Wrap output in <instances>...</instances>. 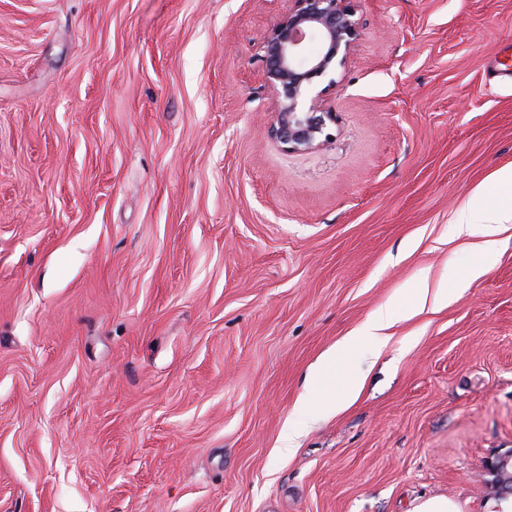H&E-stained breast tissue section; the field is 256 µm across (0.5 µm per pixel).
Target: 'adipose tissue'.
I'll list each match as a JSON object with an SVG mask.
<instances>
[{"instance_id": "obj_1", "label": "adipose tissue", "mask_w": 512, "mask_h": 512, "mask_svg": "<svg viewBox=\"0 0 512 512\" xmlns=\"http://www.w3.org/2000/svg\"><path fill=\"white\" fill-rule=\"evenodd\" d=\"M455 222L466 236L482 234L487 224H512V168L496 171L491 186L476 188Z\"/></svg>"}]
</instances>
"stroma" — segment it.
<instances>
[{"mask_svg": "<svg viewBox=\"0 0 512 512\" xmlns=\"http://www.w3.org/2000/svg\"><path fill=\"white\" fill-rule=\"evenodd\" d=\"M286 7L0 0V512L501 502L512 246L470 279L453 218L512 167V0H360L295 153L262 81ZM393 325V316L388 311H378L371 323L360 332L348 336L344 341L343 347L355 345L360 340H368L376 345L386 343L389 338L388 330ZM361 382L358 378H348L337 391L326 393L322 402L323 413L339 412L347 407L359 394Z\"/></svg>", "mask_w": 512, "mask_h": 512, "instance_id": "35a3bbf8", "label": "stroma"}]
</instances>
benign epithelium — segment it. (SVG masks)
I'll return each mask as SVG.
<instances>
[{"mask_svg": "<svg viewBox=\"0 0 512 512\" xmlns=\"http://www.w3.org/2000/svg\"><path fill=\"white\" fill-rule=\"evenodd\" d=\"M360 37L357 0H288L262 44V77L273 94L269 134L282 149L306 152L332 137L336 113L321 84L336 82Z\"/></svg>", "mask_w": 512, "mask_h": 512, "instance_id": "benign-epithelium-1", "label": "benign epithelium"}]
</instances>
